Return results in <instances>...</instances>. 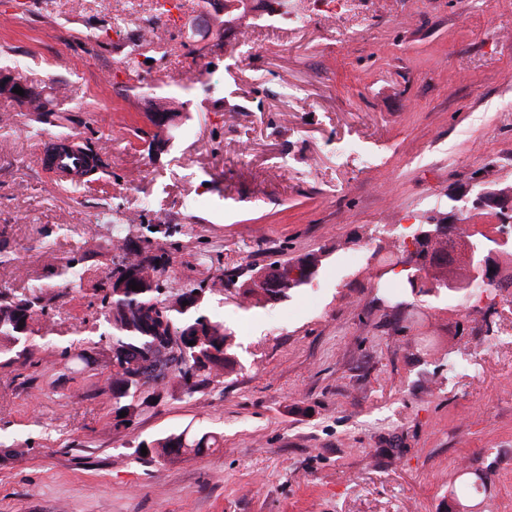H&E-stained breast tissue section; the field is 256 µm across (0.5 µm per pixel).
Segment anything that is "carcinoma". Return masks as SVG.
Segmentation results:
<instances>
[{
	"mask_svg": "<svg viewBox=\"0 0 512 512\" xmlns=\"http://www.w3.org/2000/svg\"><path fill=\"white\" fill-rule=\"evenodd\" d=\"M30 112L40 116L50 113L49 100L38 91L30 92L27 100H16ZM113 248L120 251L118 258L125 270L120 279L123 284L112 282L117 263L105 272L102 281L94 286L95 292H103L98 311L102 324L109 328L107 351L117 360L112 369V396L125 398L123 388L136 389L140 384L152 385V380L139 382L137 362L145 357L163 359L170 365L171 374L180 378L187 392L191 393L205 383L223 374L231 360L230 335L224 323L216 320L207 310L208 295L224 287V279L213 282L211 287H183L170 299L159 292L158 287L145 281V271L169 263V254L178 250L170 243H161L158 237H146L140 246H131L125 225H112ZM84 257H74L66 265L64 275L70 288H83L81 264ZM321 264L317 255H306L295 260H275L254 271L239 285L245 300H272L288 296L289 292L311 282L302 266L316 267ZM466 276L465 267L454 264L429 267L423 279L429 287L421 289L425 294H446L463 297L454 292L448 282ZM139 290H132V285ZM187 305H182V302ZM36 298L8 296L0 291V355L15 353L20 356L28 351L29 336L21 332L19 322L33 319ZM182 439L171 434L150 442V455L171 457L180 455L173 442Z\"/></svg>",
	"mask_w": 512,
	"mask_h": 512,
	"instance_id": "carcinoma-1",
	"label": "carcinoma"
}]
</instances>
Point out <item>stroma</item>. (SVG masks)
I'll use <instances>...</instances> for the list:
<instances>
[{
	"mask_svg": "<svg viewBox=\"0 0 512 512\" xmlns=\"http://www.w3.org/2000/svg\"><path fill=\"white\" fill-rule=\"evenodd\" d=\"M15 2L0 0V70L53 113L0 99V290L45 309L30 356L0 363V512H455L463 479L475 512H512V302L488 319L484 289L396 298L372 277L401 227L512 189V0H350L354 41L332 37L331 0H248L201 55L150 0ZM144 19L167 47L156 84L123 67ZM150 83L180 104L159 144ZM68 136L99 157L94 181L41 168ZM124 223L135 241L168 226L181 287L322 265L275 301L211 294L230 367L191 394L171 378L118 428L88 318ZM75 251L81 291L59 285ZM179 433L213 443L136 451Z\"/></svg>",
	"mask_w": 512,
	"mask_h": 512,
	"instance_id": "1",
	"label": "stroma"
}]
</instances>
